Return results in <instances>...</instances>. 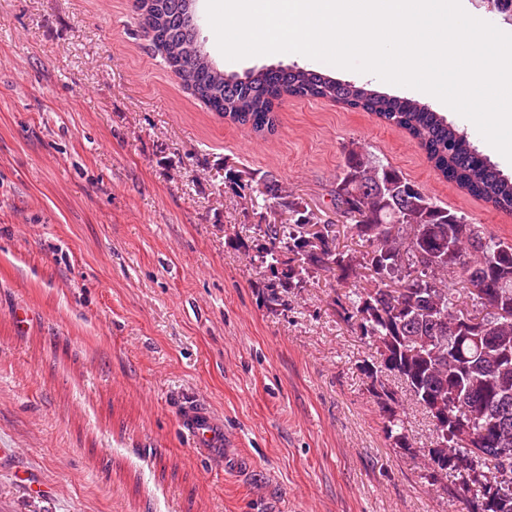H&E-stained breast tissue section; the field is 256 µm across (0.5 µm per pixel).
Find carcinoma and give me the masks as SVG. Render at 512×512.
<instances>
[{
	"label": "carcinoma",
	"instance_id": "carcinoma-1",
	"mask_svg": "<svg viewBox=\"0 0 512 512\" xmlns=\"http://www.w3.org/2000/svg\"><path fill=\"white\" fill-rule=\"evenodd\" d=\"M186 2L135 0L134 7L172 72L211 111L261 136L275 131V103L288 97L369 112L404 130L444 178L512 213V178L440 113L303 68L226 75L216 63L200 61V25ZM348 182L370 191L351 196L344 192ZM224 183L238 194L249 174L229 167ZM260 194L289 214L285 224L256 225L248 246L271 274L265 301L287 306L289 290L319 272L336 271L347 281L369 271L376 286L349 291L338 307L343 319L359 321L381 359L365 374L386 415L387 437L394 447L417 453L397 414V393L382 381L386 371L398 376L432 422L436 442L423 452L432 484L451 488L467 512H512V469L504 471L499 453L512 448V244L437 205L400 171L353 146L334 194L365 252L339 249L335 225L320 223L305 202L282 194L276 180L266 179ZM286 253L291 258L285 261ZM451 274L461 287L448 286Z\"/></svg>",
	"mask_w": 512,
	"mask_h": 512
}]
</instances>
